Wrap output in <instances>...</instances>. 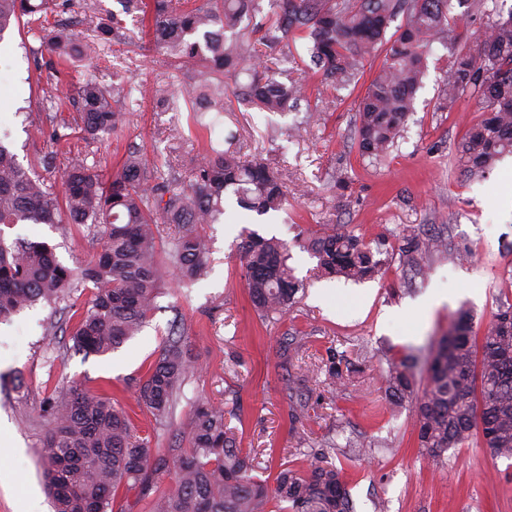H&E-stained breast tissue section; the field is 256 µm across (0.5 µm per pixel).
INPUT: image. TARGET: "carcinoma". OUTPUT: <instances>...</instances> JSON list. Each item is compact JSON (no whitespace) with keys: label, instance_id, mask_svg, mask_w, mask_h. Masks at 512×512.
<instances>
[{"label":"carcinoma","instance_id":"carcinoma-1","mask_svg":"<svg viewBox=\"0 0 512 512\" xmlns=\"http://www.w3.org/2000/svg\"><path fill=\"white\" fill-rule=\"evenodd\" d=\"M469 0H125L139 13L170 65L192 73L186 103L195 112H222L224 77L245 74L234 97L261 112L283 113L302 95L300 58L284 52L298 39L310 42V65L321 84H351L368 57L381 66L356 98L361 157H380L401 136L413 111L428 57L446 44L454 4ZM72 0H0V37L15 23L40 33L48 60L37 64L78 68L93 60L97 41L119 36L121 21L89 20L94 40L53 25L49 15ZM405 22L388 33L397 16ZM443 107L458 98L474 101L481 118L456 146L458 164L482 177L512 153V11L488 14L475 50L446 56ZM124 80L106 84L88 74L69 99L55 105L61 128L84 139L123 125ZM59 128V129H61ZM59 129L50 137L62 138ZM260 213L280 211L290 192L277 170L258 154L241 157L210 148L188 176L162 171L135 152L109 180L75 159L59 192L24 168L0 142V226L92 224L100 231L92 263L75 271L62 265L47 242L0 233V320L42 300L54 304L75 280L92 284L90 296L70 306L73 348L105 356L137 335L157 307L173 267L182 278L206 273L208 241L199 227L224 214L227 194ZM174 226L168 262L157 259L159 225ZM400 259L411 266L433 253L456 254L446 240L414 229L399 235ZM317 268L330 277L361 281L376 276L385 260L363 239L332 227L307 238ZM245 282L259 314L270 320L288 312L300 288L288 265V243L250 232L240 245ZM181 335L168 339L139 382L138 403L161 424L170 415L189 372ZM420 353L409 350L383 376L389 402L411 404L418 445L440 458L450 448L479 445L494 457L512 458V306L498 310L485 328L467 309L432 344L427 385L415 391ZM40 454L55 512H114L116 492L144 485L147 474L175 468V487L155 496L151 512H268L272 501L285 512H352L347 481L336 466L316 458L287 465L272 478L252 475L250 458L237 445L224 406L201 403L193 411L190 447L161 455L139 435L127 407L101 387L80 383L53 403Z\"/></svg>","mask_w":512,"mask_h":512}]
</instances>
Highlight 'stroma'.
I'll return each instance as SVG.
<instances>
[{"instance_id": "obj_1", "label": "stroma", "mask_w": 512, "mask_h": 512, "mask_svg": "<svg viewBox=\"0 0 512 512\" xmlns=\"http://www.w3.org/2000/svg\"><path fill=\"white\" fill-rule=\"evenodd\" d=\"M114 13L123 33L102 47L99 78L108 84L121 72L134 91L126 125L91 143L74 134L53 144L37 134L50 128L53 101L72 94L79 73L29 84L39 38L15 29L0 40V137L19 162L35 167L49 155L59 175L79 157L109 176L136 151L148 162L184 170L213 142L244 156L262 151L295 196L287 209L265 215L227 197L224 215L203 229L210 244L206 276H171L149 324L114 353L74 352L65 301L38 303L0 324V415L9 422L0 437V512H24L30 500L53 512L38 453L47 426L43 408L85 380L111 386L159 448L188 447L195 400L223 404L256 476L275 475L288 460L325 456L344 472L356 512H512V458L495 459L472 446L429 460L409 404L389 403L382 384L388 359L427 345L460 307L484 325L512 304V178L500 161L483 178L463 172L455 149L480 114L466 98L441 106L444 58L473 46L485 16L472 11L450 26L447 45H435L402 137L376 160L358 154L354 100L379 61L365 62L354 84L323 95L318 79L303 74L313 116L296 137L290 128L298 113L269 114L232 97L221 115L158 107L150 95L154 82L165 79L176 91L186 74L167 67L165 50L136 47L140 25L120 0H75L54 17L68 23L77 15ZM326 224L382 250L384 270L361 283L319 275L316 258L297 240ZM407 226L448 238L458 258L434 255L423 272L409 270L397 251V235ZM245 229L290 245L300 290L277 320L260 318L245 288L239 250ZM0 235L48 242L71 268L95 254L86 225L18 224ZM174 332L185 338L192 373L159 425L139 410L137 382ZM333 353L355 363L340 386L325 371ZM299 403L307 409L300 431L292 419Z\"/></svg>"}]
</instances>
